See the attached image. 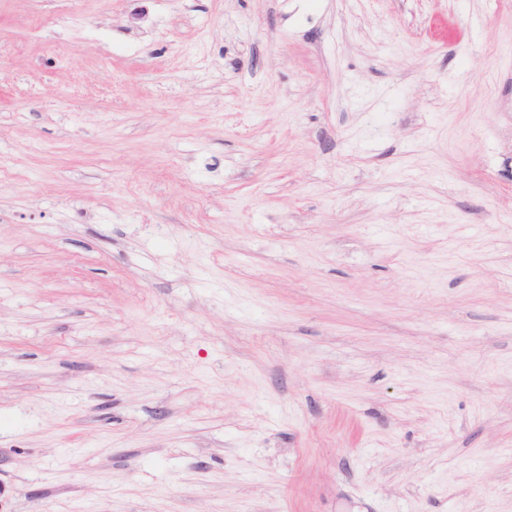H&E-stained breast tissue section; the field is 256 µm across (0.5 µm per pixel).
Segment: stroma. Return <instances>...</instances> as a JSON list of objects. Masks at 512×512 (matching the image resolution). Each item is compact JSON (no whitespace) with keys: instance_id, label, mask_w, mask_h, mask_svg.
Segmentation results:
<instances>
[{"instance_id":"stroma-1","label":"stroma","mask_w":512,"mask_h":512,"mask_svg":"<svg viewBox=\"0 0 512 512\" xmlns=\"http://www.w3.org/2000/svg\"><path fill=\"white\" fill-rule=\"evenodd\" d=\"M0 512H512V0H0Z\"/></svg>"}]
</instances>
